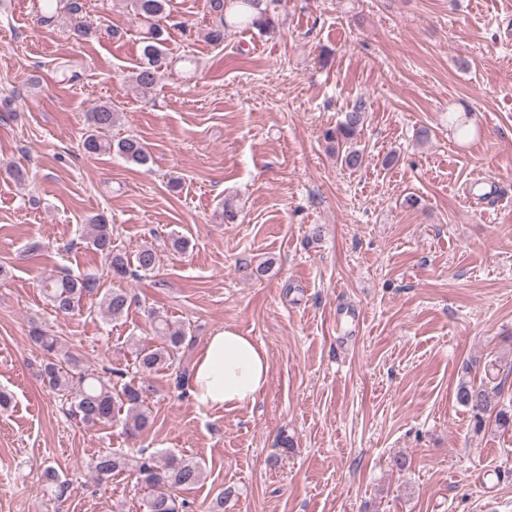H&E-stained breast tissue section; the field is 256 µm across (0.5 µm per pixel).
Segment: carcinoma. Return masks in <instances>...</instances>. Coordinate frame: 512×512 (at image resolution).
I'll use <instances>...</instances> for the list:
<instances>
[{
  "mask_svg": "<svg viewBox=\"0 0 512 512\" xmlns=\"http://www.w3.org/2000/svg\"><path fill=\"white\" fill-rule=\"evenodd\" d=\"M284 0H207L212 24L206 34L212 43L224 40V32L232 27L256 29L273 34L279 27V8ZM135 18L146 27L143 38L142 62L137 66L132 81L142 94L150 92L157 83L158 74L167 69L169 56L165 47L166 22L171 14V0H126ZM70 16L72 36L83 39L92 33V24L77 17L80 5L75 0H40L37 23L46 26L54 22L60 10ZM370 103L360 97L348 107L342 121L328 139L345 145L341 153L342 165L351 171L360 169L365 161L364 152L349 144L364 127ZM89 133L82 147L86 153L98 155L115 153L127 162L143 166L149 162L147 145L134 136L119 140L109 137L112 127L119 120V111L110 103H103L88 114ZM89 242L94 249L109 260L112 275L138 277L150 273L157 264V253L149 245L142 246L129 258L112 246V225L96 216L88 224ZM100 279L94 274L49 277L42 281L46 300L57 314L68 315L80 309L86 296L97 294ZM104 314L116 319L128 312L131 299L121 289L107 293L102 301ZM152 324L162 337L161 346L138 349L134 360V376L123 370L110 371V377H91L80 369V361L69 355L60 356L59 338L41 329L33 331L32 339L44 354L41 376L54 394L67 404L70 412L87 426L122 421L130 436L149 430L154 417L147 406L153 386L148 375L154 370L170 366L172 357L188 341V329L169 322L157 313L152 314ZM502 384L492 387L461 383L455 393L459 404L469 408L480 429L487 423L506 429L512 428V414L502 408ZM137 472L140 483L147 489L142 500V512H188L190 503L179 496V491L194 487L203 478L199 463L175 454L157 458L139 450ZM126 457L122 453L105 452L90 462V468L99 482L104 483L123 471Z\"/></svg>",
  "mask_w": 512,
  "mask_h": 512,
  "instance_id": "cac0c4a2",
  "label": "carcinoma"
}]
</instances>
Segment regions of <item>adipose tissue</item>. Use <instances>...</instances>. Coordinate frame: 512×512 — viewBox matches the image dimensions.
I'll list each match as a JSON object with an SVG mask.
<instances>
[{
    "label": "adipose tissue",
    "mask_w": 512,
    "mask_h": 512,
    "mask_svg": "<svg viewBox=\"0 0 512 512\" xmlns=\"http://www.w3.org/2000/svg\"><path fill=\"white\" fill-rule=\"evenodd\" d=\"M270 362L266 350L251 337L227 329L206 341L191 380L198 405L233 409L255 402L264 390Z\"/></svg>",
    "instance_id": "obj_1"
}]
</instances>
